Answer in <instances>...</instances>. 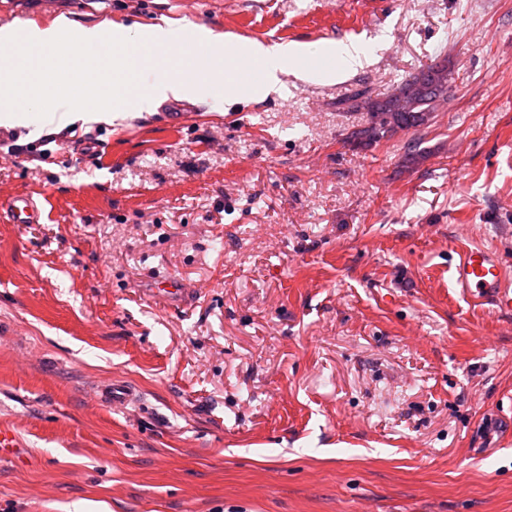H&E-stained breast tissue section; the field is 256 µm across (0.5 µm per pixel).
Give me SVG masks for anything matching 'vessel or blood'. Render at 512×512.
Here are the masks:
<instances>
[{
    "label": "vessel or blood",
    "instance_id": "obj_1",
    "mask_svg": "<svg viewBox=\"0 0 512 512\" xmlns=\"http://www.w3.org/2000/svg\"><path fill=\"white\" fill-rule=\"evenodd\" d=\"M12 224H37L42 212L28 194L0 197V220ZM452 278L460 293L477 304H487L499 314H512V265L506 264L499 255L475 241L462 249L453 265ZM152 297L170 303H182L191 299L192 289L179 280H166L164 285L151 289Z\"/></svg>",
    "mask_w": 512,
    "mask_h": 512
}]
</instances>
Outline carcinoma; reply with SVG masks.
Returning <instances> with one entry per match:
<instances>
[{
    "label": "carcinoma",
    "mask_w": 512,
    "mask_h": 512,
    "mask_svg": "<svg viewBox=\"0 0 512 512\" xmlns=\"http://www.w3.org/2000/svg\"><path fill=\"white\" fill-rule=\"evenodd\" d=\"M411 81L423 84L412 111H394L391 104L396 93ZM454 83V66L445 58L410 73L386 93L376 94L368 87L355 89L337 105L349 111L363 110L365 116L362 122L347 128L344 142L354 149L366 150L399 132L418 134L429 129L435 124L440 101L448 96Z\"/></svg>",
    "instance_id": "obj_1"
}]
</instances>
